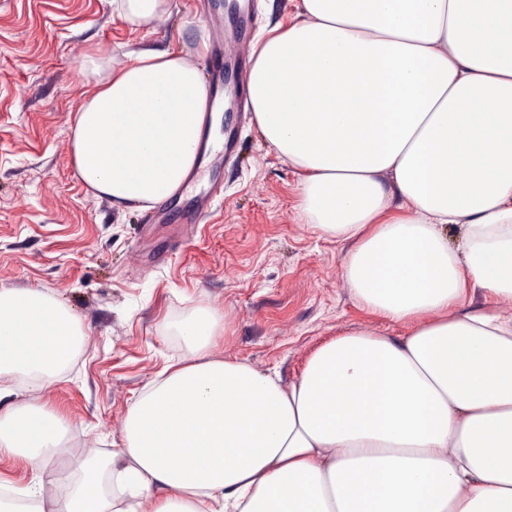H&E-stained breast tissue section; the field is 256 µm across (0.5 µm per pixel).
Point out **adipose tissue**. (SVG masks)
<instances>
[{
    "mask_svg": "<svg viewBox=\"0 0 512 512\" xmlns=\"http://www.w3.org/2000/svg\"><path fill=\"white\" fill-rule=\"evenodd\" d=\"M83 70L97 90L75 115L79 177L140 209L174 196L215 109L199 68L141 50ZM246 86L265 144L301 173L300 216L347 244L355 299L405 335L341 333L286 385L211 356L219 324L197 307L121 448L87 452L61 493L33 478L0 512H512V0H300ZM82 336L50 295L1 289L0 398L51 382ZM64 430L10 405L0 457L46 469Z\"/></svg>",
    "mask_w": 512,
    "mask_h": 512,
    "instance_id": "ef3b65f1",
    "label": "adipose tissue"
}]
</instances>
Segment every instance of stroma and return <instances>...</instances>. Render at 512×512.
<instances>
[{"label":"stroma","mask_w":512,"mask_h":512,"mask_svg":"<svg viewBox=\"0 0 512 512\" xmlns=\"http://www.w3.org/2000/svg\"><path fill=\"white\" fill-rule=\"evenodd\" d=\"M211 31L195 0L139 25L112 0H0V289H38L80 319L84 342L40 390L17 384L67 424L59 466L35 473L0 458V484L25 487L104 454L147 384L181 353L177 323L203 305L221 331L213 357L247 361L295 381L313 351L354 328L391 336L362 309L343 275V246L302 222L299 174L234 114V155L207 174L220 187L205 223H147L145 210L94 194L72 160L71 126L96 90L82 68L96 55L115 70L142 49L171 51L207 71Z\"/></svg>","instance_id":"1"}]
</instances>
